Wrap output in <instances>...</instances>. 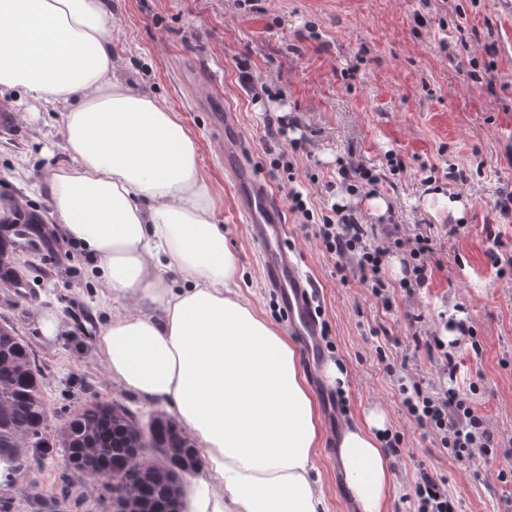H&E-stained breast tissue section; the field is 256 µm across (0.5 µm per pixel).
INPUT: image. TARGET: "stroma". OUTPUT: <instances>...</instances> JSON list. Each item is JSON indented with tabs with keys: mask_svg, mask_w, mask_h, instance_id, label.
<instances>
[{
	"mask_svg": "<svg viewBox=\"0 0 512 512\" xmlns=\"http://www.w3.org/2000/svg\"><path fill=\"white\" fill-rule=\"evenodd\" d=\"M112 49L126 60L121 77L137 91L164 99L194 139L201 176L213 190V216L238 259L237 284L280 331L288 325L260 272L259 251L235 213L234 189L224 176L221 139L210 105L214 86L236 112L254 166L280 201L291 190L318 207L340 202L361 212L379 237L429 236L435 248L426 287L399 290L398 256L385 277L396 290L384 308L354 271L338 270L312 230L287 215L288 244L313 282L323 312L324 362L346 372L340 423L379 408L386 428L402 435L393 457L396 488L388 512H413L420 469L443 476L459 512H512V267H493L498 243L512 246V212L498 204L512 194V0H265L252 12L238 0H107ZM278 98L253 103L238 63ZM206 66L210 82L194 78ZM0 108V216H37L49 244L26 245L21 260L45 272L30 288L0 287V324L32 346L47 373L49 434H56L87 400L119 402L132 411L146 404L112 383L97 338L112 315L99 303L101 278L57 231L50 200L39 184L49 169L68 163L62 137L63 106L32 112L26 97L5 92ZM297 113L304 150L295 156L296 181L269 172L266 154L288 141L266 133V113ZM396 153L400 172L386 156ZM352 159L382 176L377 196L387 205L374 214L367 198L341 188L337 162ZM468 179L449 180V168ZM465 200L462 218L441 208L434 192ZM59 321L46 337L41 315ZM463 317L480 352L458 353L457 383L499 436L493 453L465 462L438 448L407 414L401 383L417 381L435 392L437 364L415 348L445 318ZM328 512H356L343 486L329 438L316 450Z\"/></svg>",
	"mask_w": 512,
	"mask_h": 512,
	"instance_id": "obj_1",
	"label": "stroma"
}]
</instances>
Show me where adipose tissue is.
Returning a JSON list of instances; mask_svg holds the SVG:
<instances>
[{"instance_id": "ef3b65f1", "label": "adipose tissue", "mask_w": 512, "mask_h": 512, "mask_svg": "<svg viewBox=\"0 0 512 512\" xmlns=\"http://www.w3.org/2000/svg\"><path fill=\"white\" fill-rule=\"evenodd\" d=\"M105 0H0V92L65 104L70 162L44 176L59 229L121 305L97 340L112 381L195 438L184 512H325L312 479L317 404L296 351L236 283L238 267L188 130L123 85ZM177 268L185 288L162 277ZM143 294L161 315L123 308ZM383 413L347 426L338 456L358 512L394 482Z\"/></svg>"}]
</instances>
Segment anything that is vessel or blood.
<instances>
[{
	"label": "vessel or blood",
	"mask_w": 512,
	"mask_h": 512,
	"mask_svg": "<svg viewBox=\"0 0 512 512\" xmlns=\"http://www.w3.org/2000/svg\"><path fill=\"white\" fill-rule=\"evenodd\" d=\"M214 124L224 131V169L234 183L236 209L259 249L264 281L275 292L310 369H318L322 327L314 312V285L290 254L284 208L258 177L233 112H216Z\"/></svg>",
	"instance_id": "vessel-or-blood-1"
}]
</instances>
